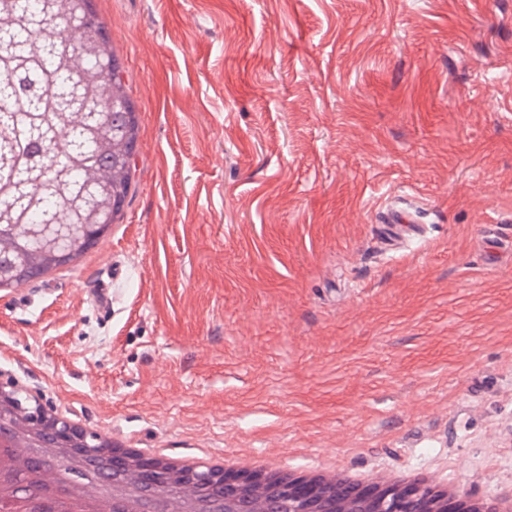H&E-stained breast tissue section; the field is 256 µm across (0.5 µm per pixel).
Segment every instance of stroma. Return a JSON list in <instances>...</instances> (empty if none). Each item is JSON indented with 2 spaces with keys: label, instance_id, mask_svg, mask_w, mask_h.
<instances>
[{
  "label": "stroma",
  "instance_id": "35a3bbf8",
  "mask_svg": "<svg viewBox=\"0 0 512 512\" xmlns=\"http://www.w3.org/2000/svg\"><path fill=\"white\" fill-rule=\"evenodd\" d=\"M101 10L142 113L112 310L102 256L22 288L0 363L145 447L512 495V0Z\"/></svg>",
  "mask_w": 512,
  "mask_h": 512
}]
</instances>
